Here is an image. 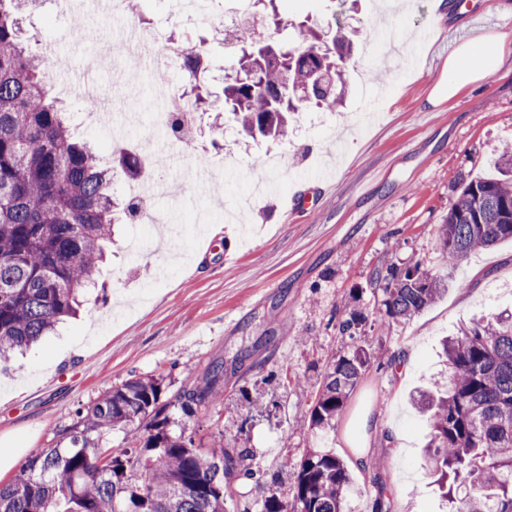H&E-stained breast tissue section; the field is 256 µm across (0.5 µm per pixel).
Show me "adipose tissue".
<instances>
[{"label": "adipose tissue", "mask_w": 512, "mask_h": 512, "mask_svg": "<svg viewBox=\"0 0 512 512\" xmlns=\"http://www.w3.org/2000/svg\"><path fill=\"white\" fill-rule=\"evenodd\" d=\"M509 54H512V43L495 34H482L457 45L434 87L431 104L440 105L464 87L480 85L500 69Z\"/></svg>", "instance_id": "obj_1"}]
</instances>
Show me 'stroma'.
Instances as JSON below:
<instances>
[{
  "label": "stroma",
  "mask_w": 512,
  "mask_h": 512,
  "mask_svg": "<svg viewBox=\"0 0 512 512\" xmlns=\"http://www.w3.org/2000/svg\"><path fill=\"white\" fill-rule=\"evenodd\" d=\"M496 2L461 0L464 14L452 15L441 0L389 10L380 0H277L280 43H293L308 20L343 30L356 50L343 104L311 106L273 145L247 137L229 118L212 131L204 112L195 147L172 153L166 130L151 125L158 104L150 73L109 62L101 77L116 100L112 122L77 121L75 132L106 155L114 126H123L128 142L145 140L152 178L166 187L150 207L177 234L163 249L139 220L114 225L103 290L91 292L79 318L0 372V448L29 457L65 447L77 410L125 380L159 377L173 393L204 385L218 362L223 403L186 423L201 447L249 450L281 496L291 495L304 457L327 449L353 479L346 512H446L427 473V432L411 396L444 373V337L473 317L512 312L511 240L451 268L438 239L462 184L497 175L512 143V56L478 88L437 106L429 98L457 43L502 33L512 21ZM139 11L160 42L177 32L207 43L206 78L221 97L225 75L236 69L235 42L223 27L186 21L181 0H140ZM25 26L36 47L57 44L50 79L67 86L57 101L77 120L84 60L94 45L108 54L117 23L102 9L61 14L54 0H36ZM69 29L91 31L93 43L62 39ZM375 82L386 91V118L368 125L360 113ZM271 150L283 159L266 176L269 191L253 196L243 224L226 222V206L252 195L263 177L256 161ZM301 188L314 193L315 209L289 217ZM408 264L446 277L448 291L414 318L394 321L375 275ZM352 311L363 320L348 337L338 324ZM357 346L378 359L332 426L313 430L324 373ZM393 358L406 362L405 372L390 366ZM367 414L382 421L368 450L384 462L377 471L359 465L349 448Z\"/></svg>",
  "instance_id": "1"
}]
</instances>
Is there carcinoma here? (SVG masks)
<instances>
[{"instance_id": "obj_1", "label": "carcinoma", "mask_w": 512, "mask_h": 512, "mask_svg": "<svg viewBox=\"0 0 512 512\" xmlns=\"http://www.w3.org/2000/svg\"><path fill=\"white\" fill-rule=\"evenodd\" d=\"M33 2L0 0V366L77 313L112 244V223L139 215V202L114 197V166L148 175L139 157L118 155L108 167L75 138L51 99L48 55L24 43L21 10ZM301 33L288 47L258 28L235 30L238 69L212 107L231 113L245 135L283 140L296 113L342 101L352 44L340 37L328 43L311 27ZM171 47L183 61V91L205 104L201 43L173 40ZM191 123L170 125L188 146ZM509 239L512 179L465 183L439 228L448 263ZM376 279L385 282L391 318L422 312L448 288L417 265L389 267ZM443 351L447 376L415 398L427 415L426 466L449 512H512V314L462 327ZM372 358L356 346L333 362L311 412L313 427L343 411ZM223 380L222 364L211 367L205 386L177 395H167L156 378L126 380L77 412L68 447L42 449L0 485V512H226L230 467L263 488L265 472L246 464L245 449L201 448L186 430L170 431L173 411L192 418L220 397ZM115 428L135 432L138 446H102V433ZM351 486L340 458L313 451L300 464L292 498L271 492L260 512H343Z\"/></svg>"}]
</instances>
